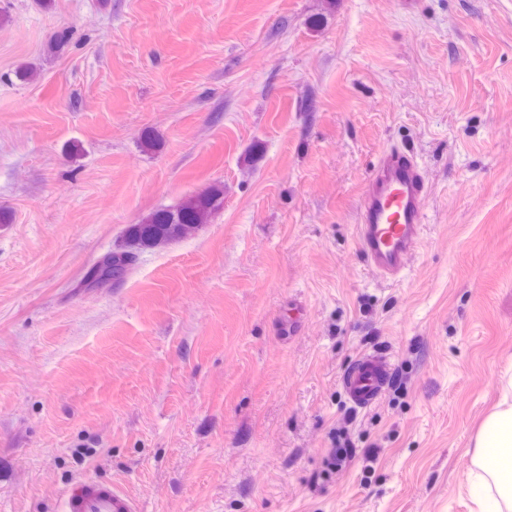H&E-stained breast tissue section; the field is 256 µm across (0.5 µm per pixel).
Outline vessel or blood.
I'll return each instance as SVG.
<instances>
[{"mask_svg":"<svg viewBox=\"0 0 512 512\" xmlns=\"http://www.w3.org/2000/svg\"><path fill=\"white\" fill-rule=\"evenodd\" d=\"M426 197L416 158L401 148L384 149L361 195L356 226L361 253L384 278H403L409 256L421 243ZM389 371L384 354L363 353L342 377L350 402L359 408L376 403ZM63 512H137V504L112 482L86 478L68 488Z\"/></svg>","mask_w":512,"mask_h":512,"instance_id":"vessel-or-blood-1","label":"vessel or blood"}]
</instances>
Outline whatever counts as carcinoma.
<instances>
[{
  "label": "carcinoma",
  "instance_id": "cac0c4a2",
  "mask_svg": "<svg viewBox=\"0 0 512 512\" xmlns=\"http://www.w3.org/2000/svg\"><path fill=\"white\" fill-rule=\"evenodd\" d=\"M224 205V186L213 184L185 198L174 208H160L137 224L129 225L122 243L103 255L98 278L114 282L126 279L137 265L140 256L166 246L203 224Z\"/></svg>",
  "mask_w": 512,
  "mask_h": 512
}]
</instances>
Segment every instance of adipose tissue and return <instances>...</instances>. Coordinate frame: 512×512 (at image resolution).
Wrapping results in <instances>:
<instances>
[{"mask_svg": "<svg viewBox=\"0 0 512 512\" xmlns=\"http://www.w3.org/2000/svg\"><path fill=\"white\" fill-rule=\"evenodd\" d=\"M479 431L470 458V493L481 512H512V378Z\"/></svg>", "mask_w": 512, "mask_h": 512, "instance_id": "obj_1", "label": "adipose tissue"}]
</instances>
